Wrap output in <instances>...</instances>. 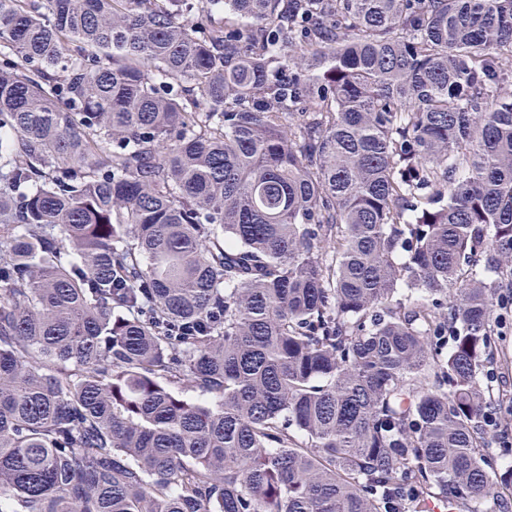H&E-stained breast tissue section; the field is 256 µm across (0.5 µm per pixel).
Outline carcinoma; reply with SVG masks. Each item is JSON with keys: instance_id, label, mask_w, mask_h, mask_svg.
Masks as SVG:
<instances>
[{"instance_id": "1", "label": "carcinoma", "mask_w": 512, "mask_h": 512, "mask_svg": "<svg viewBox=\"0 0 512 512\" xmlns=\"http://www.w3.org/2000/svg\"><path fill=\"white\" fill-rule=\"evenodd\" d=\"M511 62L512 0H0V512H508ZM497 372L500 389L504 388L512 394V320L507 318L502 325H496Z\"/></svg>"}]
</instances>
